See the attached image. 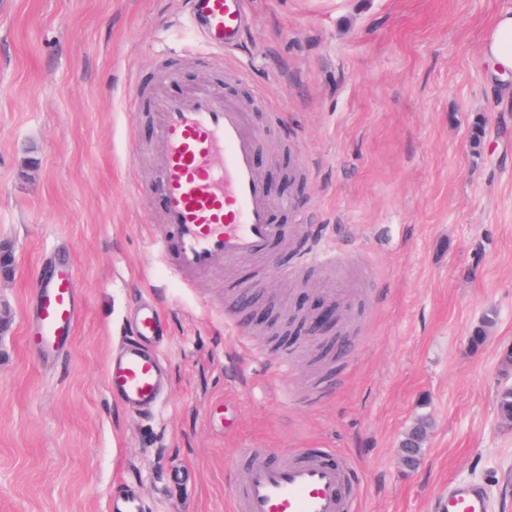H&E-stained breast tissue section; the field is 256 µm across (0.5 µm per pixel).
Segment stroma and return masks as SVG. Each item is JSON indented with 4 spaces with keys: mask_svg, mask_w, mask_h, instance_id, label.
Wrapping results in <instances>:
<instances>
[{
    "mask_svg": "<svg viewBox=\"0 0 512 512\" xmlns=\"http://www.w3.org/2000/svg\"><path fill=\"white\" fill-rule=\"evenodd\" d=\"M250 24L221 69L182 27L188 0H0V512H111L133 486L148 512H231L239 455L316 445L361 469L360 512H435L454 480L512 512V100L481 44L512 0H245ZM207 82L252 115L258 172L284 202L291 275L246 258L177 284L153 184L155 124L132 93ZM279 113L280 122L270 120ZM480 145H473V136ZM334 236L336 262L308 260ZM74 270L80 315L60 354L29 349L34 280ZM336 296L339 365L280 350L247 312ZM161 310L170 386L141 416L106 389L140 296ZM496 324L479 348L486 313ZM430 433L409 470L398 445Z\"/></svg>",
    "mask_w": 512,
    "mask_h": 512,
    "instance_id": "1",
    "label": "stroma"
}]
</instances>
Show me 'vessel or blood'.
I'll list each match as a JSON object with an SVG mask.
<instances>
[{
    "label": "vessel or blood",
    "mask_w": 512,
    "mask_h": 512,
    "mask_svg": "<svg viewBox=\"0 0 512 512\" xmlns=\"http://www.w3.org/2000/svg\"><path fill=\"white\" fill-rule=\"evenodd\" d=\"M246 20L244 0H190L191 26L209 50L235 46ZM135 93L149 98L156 116L155 188L171 230L173 275L183 279L248 257L289 274L276 252L279 207L258 176V133L246 111L231 96L206 88L150 93L139 87ZM76 292L65 272L39 283L31 349L50 353L72 344ZM160 334L156 307L141 302L132 337L113 353L106 373L109 393L128 410L146 413L163 400L168 375L156 350ZM359 482L355 466L333 448H298L285 460L251 448L237 462L233 512H358ZM491 510L487 489L470 481L449 483L438 504V512Z\"/></svg>",
    "instance_id": "b4317fda"
}]
</instances>
